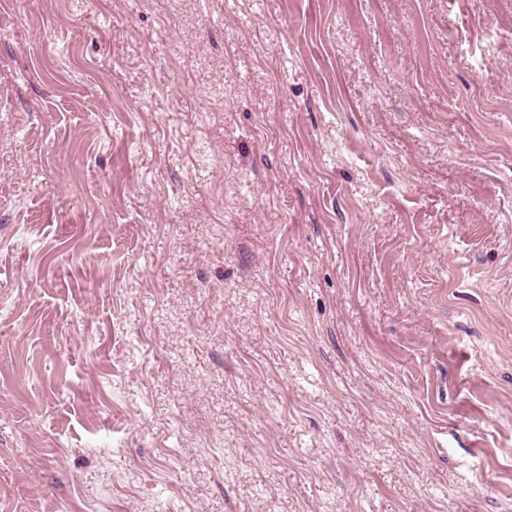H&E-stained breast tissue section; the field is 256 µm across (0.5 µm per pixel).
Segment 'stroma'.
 I'll list each match as a JSON object with an SVG mask.
<instances>
[{
	"instance_id": "stroma-1",
	"label": "stroma",
	"mask_w": 512,
	"mask_h": 512,
	"mask_svg": "<svg viewBox=\"0 0 512 512\" xmlns=\"http://www.w3.org/2000/svg\"><path fill=\"white\" fill-rule=\"evenodd\" d=\"M0 512H512V0H0Z\"/></svg>"
}]
</instances>
